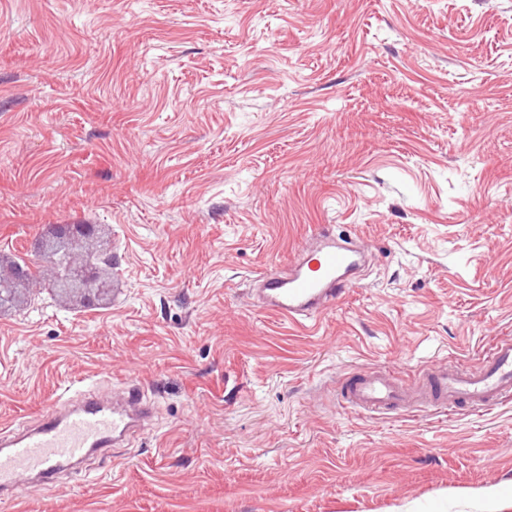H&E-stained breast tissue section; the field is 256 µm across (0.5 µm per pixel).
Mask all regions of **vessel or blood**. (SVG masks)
<instances>
[{
	"instance_id": "1",
	"label": "vessel or blood",
	"mask_w": 512,
	"mask_h": 512,
	"mask_svg": "<svg viewBox=\"0 0 512 512\" xmlns=\"http://www.w3.org/2000/svg\"><path fill=\"white\" fill-rule=\"evenodd\" d=\"M362 260L358 248L324 227L294 262L258 279L254 294L265 311L308 328L342 298ZM341 397L348 408L365 414L428 407L451 414L491 410L512 399V336L491 343L477 368L448 362L428 369L417 392L384 370L347 379ZM150 415L134 384L117 393L99 392L93 383L64 393L35 426L0 428V489L20 498L28 490L24 477L50 481L64 465L128 438Z\"/></svg>"
}]
</instances>
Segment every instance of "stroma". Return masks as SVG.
<instances>
[{"instance_id": "stroma-1", "label": "stroma", "mask_w": 512, "mask_h": 512, "mask_svg": "<svg viewBox=\"0 0 512 512\" xmlns=\"http://www.w3.org/2000/svg\"><path fill=\"white\" fill-rule=\"evenodd\" d=\"M81 219L114 289L0 317V425L156 416L0 512H512V400L338 401L512 334V0H0V257ZM321 224L370 258L304 331L249 290Z\"/></svg>"}]
</instances>
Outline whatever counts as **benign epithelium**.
Segmentation results:
<instances>
[{"label": "benign epithelium", "mask_w": 512, "mask_h": 512, "mask_svg": "<svg viewBox=\"0 0 512 512\" xmlns=\"http://www.w3.org/2000/svg\"><path fill=\"white\" fill-rule=\"evenodd\" d=\"M97 234L96 224H56L50 232L55 254L48 260H42L48 253L44 249L34 260L20 258L6 267L0 265V313L18 306V290L21 287L76 294L85 307L99 305L101 298L112 289L108 276L112 260L105 252L81 251V248L95 242ZM37 261L42 266L40 274L36 276L33 265Z\"/></svg>", "instance_id": "obj_1"}]
</instances>
